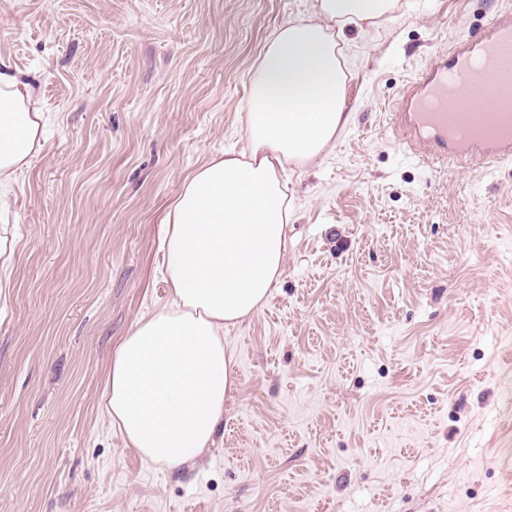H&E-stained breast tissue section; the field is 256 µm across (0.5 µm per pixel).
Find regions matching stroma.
Returning a JSON list of instances; mask_svg holds the SVG:
<instances>
[{
  "label": "stroma",
  "mask_w": 512,
  "mask_h": 512,
  "mask_svg": "<svg viewBox=\"0 0 512 512\" xmlns=\"http://www.w3.org/2000/svg\"><path fill=\"white\" fill-rule=\"evenodd\" d=\"M312 0H0V57L48 112L0 226V512H512V165L435 173L392 143L410 78L512 0H400L348 28L353 122L288 173L282 275L229 328L237 388L189 466L99 408L168 300L161 220L245 139L247 73Z\"/></svg>",
  "instance_id": "obj_1"
}]
</instances>
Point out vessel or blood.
<instances>
[{"mask_svg":"<svg viewBox=\"0 0 512 512\" xmlns=\"http://www.w3.org/2000/svg\"><path fill=\"white\" fill-rule=\"evenodd\" d=\"M492 96L491 111L473 112L470 98ZM394 144L437 171L449 162L512 164V13L438 54L402 90L389 114Z\"/></svg>","mask_w":512,"mask_h":512,"instance_id":"vessel-or-blood-1","label":"vessel or blood"}]
</instances>
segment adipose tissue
<instances>
[{
    "mask_svg": "<svg viewBox=\"0 0 512 512\" xmlns=\"http://www.w3.org/2000/svg\"><path fill=\"white\" fill-rule=\"evenodd\" d=\"M399 0H314L282 23L248 78L246 146L183 181L161 241L169 302L140 317L110 357L100 405L149 463L176 469L214 440L235 387L227 328L250 319L283 269L294 209L282 174L348 125L340 29L393 18ZM42 99L0 58V209L44 142Z\"/></svg>",
    "mask_w": 512,
    "mask_h": 512,
    "instance_id": "1",
    "label": "adipose tissue"
}]
</instances>
